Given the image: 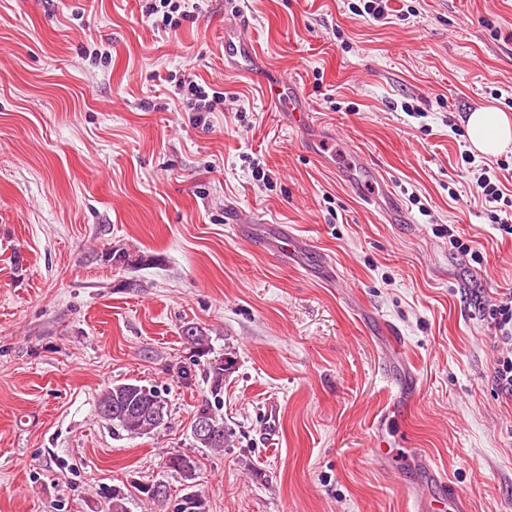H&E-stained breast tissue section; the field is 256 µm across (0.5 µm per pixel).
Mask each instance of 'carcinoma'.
Returning <instances> with one entry per match:
<instances>
[{
	"label": "carcinoma",
	"mask_w": 512,
	"mask_h": 512,
	"mask_svg": "<svg viewBox=\"0 0 512 512\" xmlns=\"http://www.w3.org/2000/svg\"><path fill=\"white\" fill-rule=\"evenodd\" d=\"M183 336L190 343L197 358L204 359L203 372L209 384V396L196 407L193 420L207 419L217 430L212 435L191 433L192 446L221 452L231 446V433L224 425V418L218 414V407L224 395V379L231 373L234 360L227 353L212 354L209 337L193 325L184 326ZM97 415L112 426V433L129 437L151 434L166 426L170 415L168 403L156 387L140 385L136 382L114 384L100 394L96 403ZM165 468L178 476L187 488L192 487L197 478L199 459L189 452H170L164 460ZM154 483L133 485V489L112 487L108 492L110 512H128L127 503L137 492L152 502L169 500V486L161 484V490H153ZM174 512H206L205 502L192 491L184 494L175 504Z\"/></svg>",
	"instance_id": "1"
}]
</instances>
